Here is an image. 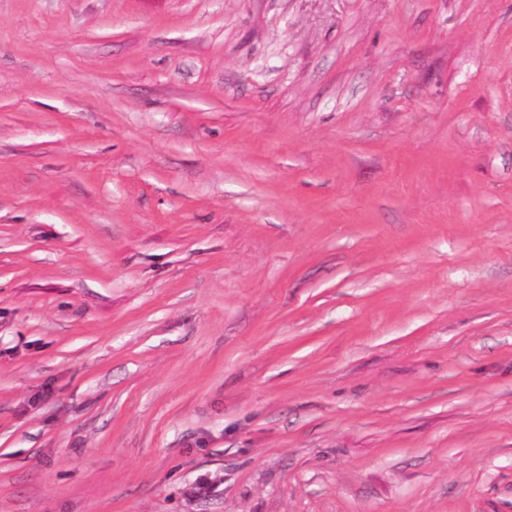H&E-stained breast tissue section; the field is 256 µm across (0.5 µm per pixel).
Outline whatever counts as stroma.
<instances>
[{
    "label": "stroma",
    "mask_w": 512,
    "mask_h": 512,
    "mask_svg": "<svg viewBox=\"0 0 512 512\" xmlns=\"http://www.w3.org/2000/svg\"><path fill=\"white\" fill-rule=\"evenodd\" d=\"M0 512H512V0H0Z\"/></svg>",
    "instance_id": "35a3bbf8"
}]
</instances>
